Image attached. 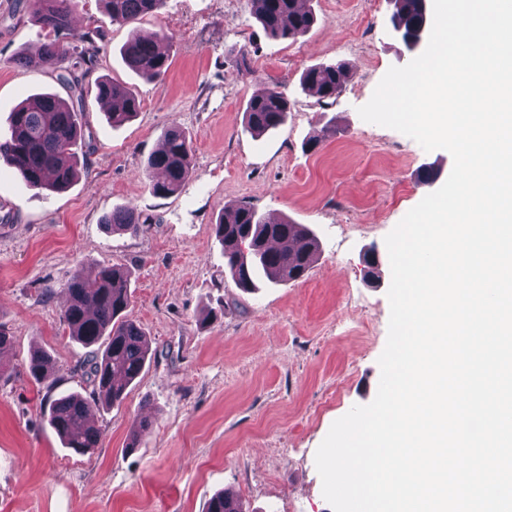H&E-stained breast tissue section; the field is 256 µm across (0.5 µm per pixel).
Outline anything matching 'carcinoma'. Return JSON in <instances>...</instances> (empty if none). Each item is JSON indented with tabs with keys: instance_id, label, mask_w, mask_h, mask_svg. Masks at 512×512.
<instances>
[{
	"instance_id": "cac0c4a2",
	"label": "carcinoma",
	"mask_w": 512,
	"mask_h": 512,
	"mask_svg": "<svg viewBox=\"0 0 512 512\" xmlns=\"http://www.w3.org/2000/svg\"><path fill=\"white\" fill-rule=\"evenodd\" d=\"M112 22L130 25L162 8L165 0H99ZM252 14L263 30L275 38L305 35L315 22L305 0H248ZM426 0H390L391 17L408 36L428 27ZM77 0H14L11 17L32 12L46 31L40 45L42 61L56 72L59 83L70 90L69 99L56 94H37L19 105L9 118V135L0 138V165L14 170L32 190L59 192L80 175L78 145L85 142L82 116L86 112L84 79L98 64L94 36L89 30L79 36L88 44L78 61L69 64L70 50L61 37L72 32ZM169 35L159 31L151 38L135 32L123 44L126 64L144 80H161L170 67L166 51ZM346 77L345 67L313 66L301 77L303 87L319 99L337 97ZM100 100H112L118 108L106 113L119 127L139 112L137 97L126 88L100 78L96 82ZM290 103L278 88H270L251 98L245 111L247 127L261 135L286 123ZM145 172L157 171L164 178L154 180L155 195L170 196L182 191L193 171L190 141L186 131L171 124L162 137V149L152 152L144 163ZM112 232H136L139 216L132 205L112 209L101 219ZM214 234L224 249L225 267L244 291L257 287L260 274L279 282L297 281L312 267L319 251L315 235L304 225L290 220H271L246 204L224 209L214 225ZM69 302L61 313L68 335L90 349L93 391L85 398L67 394L47 399L48 421L64 447L86 454L98 446L100 435L89 415L94 409L121 403L128 386L142 373L148 343L141 327L130 318L132 304L129 271L114 265L100 268L87 278L75 272L65 284ZM30 375L39 384L52 386L50 358L35 352L28 361ZM206 512H244L240 501L218 493Z\"/></svg>"
}]
</instances>
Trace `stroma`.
Returning a JSON list of instances; mask_svg holds the SVG:
<instances>
[{
	"label": "stroma",
	"instance_id": "obj_1",
	"mask_svg": "<svg viewBox=\"0 0 512 512\" xmlns=\"http://www.w3.org/2000/svg\"><path fill=\"white\" fill-rule=\"evenodd\" d=\"M13 2L0 0V134L29 95H68L46 64H12L43 38L30 16L10 18ZM307 6L313 28L275 39L248 0H166L131 28L79 0L64 43L79 50L80 33H101L84 83L88 171L38 194L0 167V327L13 339L0 360V512H206L222 491L246 512H333L315 454L333 422L378 389L390 316L385 237L434 192L421 169L450 174L453 158L357 112L390 67L412 59L391 33L388 0ZM134 30L170 36L163 80L126 66L120 48ZM334 63L347 66L343 89L318 101L301 76ZM101 76L140 102L123 126L112 127L96 99ZM274 84L290 100L288 120L254 136L246 105ZM173 123L191 138L193 173L181 193L162 197L144 162ZM240 202L314 232L320 249L304 278L236 287L213 227ZM127 204L139 230L106 232L102 216ZM111 264L132 273L130 316L149 355L122 404L94 412L101 443L82 456L63 446L43 405L50 394L93 390L88 351L61 323L63 287L75 271ZM38 349L51 357L54 386L27 371ZM139 416L151 426L130 449Z\"/></svg>",
	"mask_w": 512,
	"mask_h": 512
}]
</instances>
